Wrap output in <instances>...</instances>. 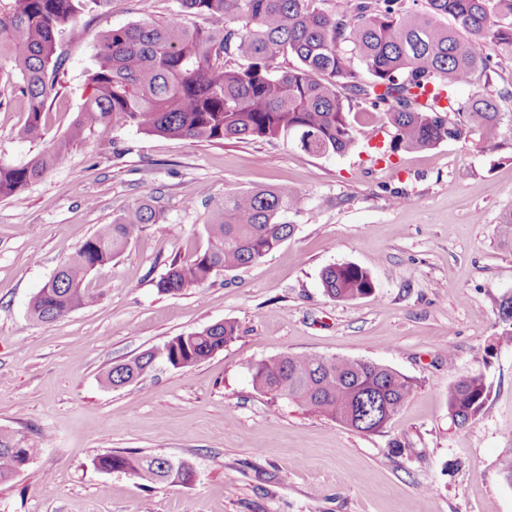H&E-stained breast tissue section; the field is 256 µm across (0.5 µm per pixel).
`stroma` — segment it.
<instances>
[{
  "mask_svg": "<svg viewBox=\"0 0 512 512\" xmlns=\"http://www.w3.org/2000/svg\"><path fill=\"white\" fill-rule=\"evenodd\" d=\"M178 0H111L86 10L84 40L63 43L61 92L45 135L22 138L20 99L0 103V165L15 166L66 132L89 93L98 33L166 21ZM490 88L512 114V59L494 43ZM289 185L305 197L278 250L177 294L156 283L171 260L205 250L211 201ZM165 210L86 286L99 299L51 323L32 297L114 216L146 197ZM512 207V140L479 136L378 165L366 142L313 156L279 140L199 142L129 126L88 131L19 196L0 199V428L46 448L0 483V512H512V345L494 342L497 302L512 296V243L496 231ZM370 271L372 296L334 301L322 270ZM228 320L236 338L186 369L158 365L109 388L113 365ZM283 354L347 356L416 382L384 432L342 427L257 391L250 367ZM483 372L482 413L457 427L448 387ZM134 450L184 459L192 485L143 486L106 473L100 455Z\"/></svg>",
  "mask_w": 512,
  "mask_h": 512,
  "instance_id": "35a3bbf8",
  "label": "stroma"
}]
</instances>
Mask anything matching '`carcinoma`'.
<instances>
[{"instance_id": "1", "label": "carcinoma", "mask_w": 512, "mask_h": 512, "mask_svg": "<svg viewBox=\"0 0 512 512\" xmlns=\"http://www.w3.org/2000/svg\"><path fill=\"white\" fill-rule=\"evenodd\" d=\"M0 9V71L18 76L10 96L27 105V138L42 136L50 98L59 92L57 51L81 41L79 17L89 5L111 0H8ZM181 11L165 23L143 21L97 37L89 95L65 142L19 166H0V198L16 196L41 180L68 143L108 125L144 134L205 142L282 139L313 155H344L362 130L354 106L376 111L391 137L380 154L467 142L477 134L496 146L512 137V115L498 111L489 84L475 86L490 68L482 45L490 40L512 56V0H180ZM208 17L205 29L186 17ZM451 18L454 24L444 23ZM296 64L283 70L279 59ZM473 88L464 101L454 91ZM304 196L291 186L224 193L204 231L210 246L173 261L156 283L165 294L208 283L221 271L258 262L294 234L288 214ZM163 211L153 198L103 225L61 266L30 302L31 315L47 323L93 305L88 276L120 255ZM324 294L348 301L375 290L364 268L343 263L320 275ZM498 342L512 343V297L497 303ZM237 336L232 321L175 336L112 366L108 386L129 385L158 363L192 367ZM253 384L349 429L382 432L414 389L408 376L384 365L313 354L262 360L251 367ZM486 377L472 372L448 387V418L462 427L482 413ZM39 451L32 442L0 429V483L7 482ZM102 471H121L146 486L190 485L163 457L129 452L102 455Z\"/></svg>"}]
</instances>
